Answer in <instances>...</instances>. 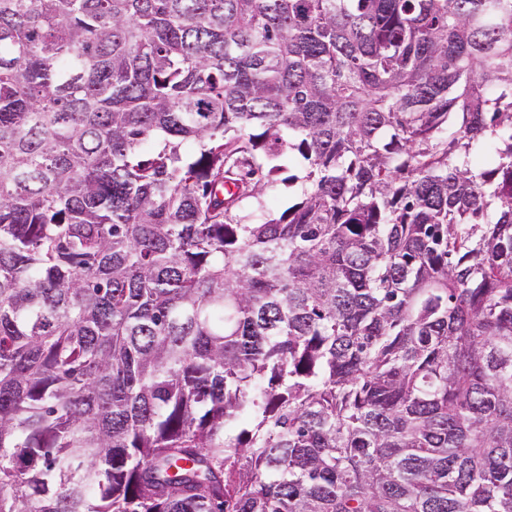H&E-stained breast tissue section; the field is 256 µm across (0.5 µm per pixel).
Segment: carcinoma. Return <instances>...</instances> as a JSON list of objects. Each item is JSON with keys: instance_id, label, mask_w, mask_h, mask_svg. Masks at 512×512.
<instances>
[{"instance_id": "obj_1", "label": "carcinoma", "mask_w": 512, "mask_h": 512, "mask_svg": "<svg viewBox=\"0 0 512 512\" xmlns=\"http://www.w3.org/2000/svg\"><path fill=\"white\" fill-rule=\"evenodd\" d=\"M0 512H512V0H0Z\"/></svg>"}]
</instances>
